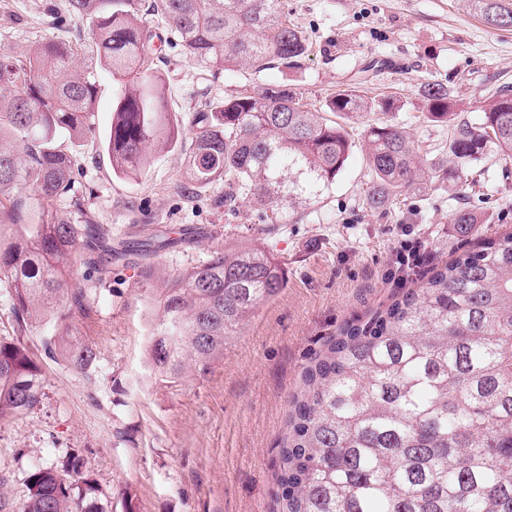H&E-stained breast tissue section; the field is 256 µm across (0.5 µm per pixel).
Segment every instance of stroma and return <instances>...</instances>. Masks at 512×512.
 <instances>
[{
  "label": "stroma",
  "mask_w": 512,
  "mask_h": 512,
  "mask_svg": "<svg viewBox=\"0 0 512 512\" xmlns=\"http://www.w3.org/2000/svg\"><path fill=\"white\" fill-rule=\"evenodd\" d=\"M285 8L312 46L303 69L213 71L180 46L166 48L158 66L171 116L186 123L201 102L283 83L318 108L336 90L355 86L376 101L398 98L402 107L343 119L353 138L367 124L387 121L404 127L421 154L433 155L449 126L426 119L421 84L446 83L474 122L482 102L512 84V27L486 24L471 0H286ZM66 11L67 0H0V52L23 53L51 36L73 38L82 23ZM111 121L106 77L96 135L76 152L83 174L73 188L98 223L111 225L118 238L135 237L146 225L198 228L195 246L156 257V265L172 271L247 242L274 254L286 285L228 345L223 363L165 384L147 367L141 261L113 264L111 281L90 300V318L74 320L97 350L91 368L78 372L49 356L45 327L32 326L23 338L42 367V395L36 407L0 423V494L20 505L32 468L59 470L76 454L86 462V502L107 512H273L279 450L307 369L345 323L391 302L397 289L383 275L401 240L425 241L437 267L473 240L512 230V160L487 146L474 166L476 184L457 192L412 189L382 214L366 204L368 165L358 149L317 202L288 223L266 224L249 203L225 208L223 183L185 191L186 139L155 154L142 177H116L102 150ZM462 204L483 218L468 237L453 222Z\"/></svg>",
  "instance_id": "obj_1"
}]
</instances>
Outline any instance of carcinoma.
I'll return each instance as SVG.
<instances>
[{
  "mask_svg": "<svg viewBox=\"0 0 512 512\" xmlns=\"http://www.w3.org/2000/svg\"><path fill=\"white\" fill-rule=\"evenodd\" d=\"M484 20L512 27L509 0H477ZM92 43L51 37L22 55L0 53V278L12 285L16 335L0 340V422L33 408L40 367L19 340L48 325L45 352L84 372L96 348L74 333L72 310L112 274V261L141 251L158 256L197 243L196 228L172 238L112 244L70 196L78 164L61 138L92 137L100 77L115 82L112 122L103 150L112 172L141 177L150 154L177 143L166 83L154 65L161 17L175 39L205 66L262 73L301 69L309 43L288 22L284 0H68ZM431 122H452L448 149L421 158L399 126L369 124L361 143L339 123L284 86L210 100L189 122L185 153L192 191L224 182V205L246 201L270 224H286L345 170L355 147L367 155L366 203L390 200L423 183L448 189V165L465 174L485 143L512 158V88L479 107L480 123L455 112L445 83L420 90ZM356 90L331 96L324 111L348 116L374 110ZM467 235L482 217L463 206L453 217ZM155 319L148 368L183 381L224 361V350L259 305L283 288V269L266 250L240 243L217 248L179 273L141 266ZM363 324L347 323L310 368L293 400L280 448L277 512H512V232L463 252L413 281ZM74 456L58 472L35 467L18 509L0 496V512H91Z\"/></svg>",
  "mask_w": 512,
  "mask_h": 512,
  "instance_id": "obj_1",
  "label": "carcinoma"
}]
</instances>
